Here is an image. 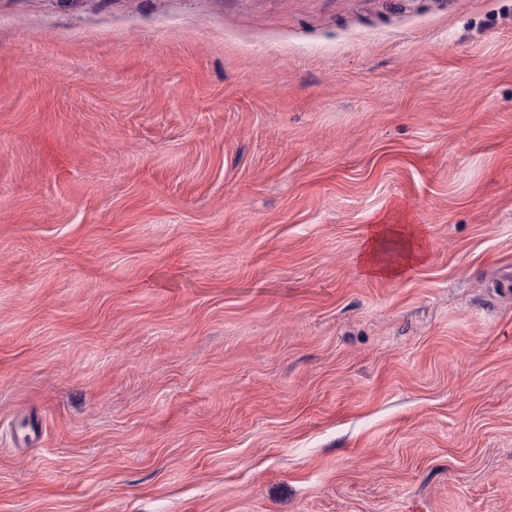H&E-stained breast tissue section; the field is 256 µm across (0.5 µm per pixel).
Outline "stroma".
Returning <instances> with one entry per match:
<instances>
[{"label": "stroma", "mask_w": 512, "mask_h": 512, "mask_svg": "<svg viewBox=\"0 0 512 512\" xmlns=\"http://www.w3.org/2000/svg\"><path fill=\"white\" fill-rule=\"evenodd\" d=\"M0 512H512V0H0ZM394 238L402 244L405 264L418 262L423 258L416 228L399 224H376L366 238L363 255L364 263L371 274L391 277L401 271V263H389L382 258L386 244Z\"/></svg>", "instance_id": "1"}]
</instances>
